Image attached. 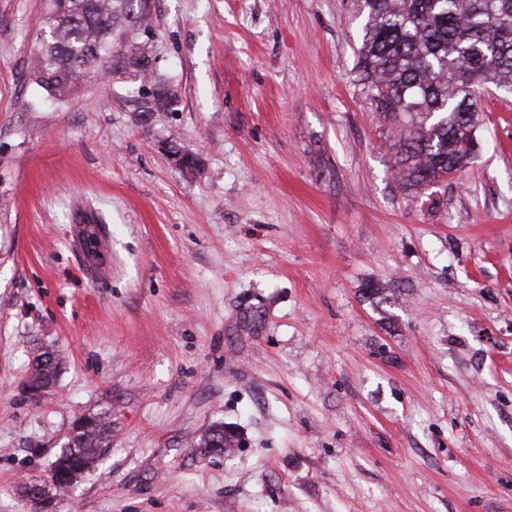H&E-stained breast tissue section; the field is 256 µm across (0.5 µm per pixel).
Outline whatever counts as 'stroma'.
Masks as SVG:
<instances>
[{"label": "stroma", "mask_w": 512, "mask_h": 512, "mask_svg": "<svg viewBox=\"0 0 512 512\" xmlns=\"http://www.w3.org/2000/svg\"><path fill=\"white\" fill-rule=\"evenodd\" d=\"M45 5L0 0V512L26 484L48 512H512V93L480 91L433 210L357 82L355 0H152L124 44L178 103L150 114L108 59L41 102ZM107 416L105 413L86 419L89 425L82 431H76L72 428L67 445L62 448L53 462V464L58 463L55 474L50 476L55 486L68 484L83 470L93 468L103 457L106 448H108L107 439L110 423L107 421ZM58 472L69 473V478L63 483L56 482Z\"/></svg>", "instance_id": "obj_1"}]
</instances>
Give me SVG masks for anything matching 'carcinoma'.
Listing matches in <instances>:
<instances>
[{"label": "carcinoma", "mask_w": 512, "mask_h": 512, "mask_svg": "<svg viewBox=\"0 0 512 512\" xmlns=\"http://www.w3.org/2000/svg\"><path fill=\"white\" fill-rule=\"evenodd\" d=\"M366 15L358 64L362 90L395 132V170L403 190L423 193L448 181L475 157L477 90L512 91V0H357ZM150 0H52L41 20L48 37L33 59L46 99L69 97L107 54L123 23L150 27ZM117 64L147 73L145 57L114 55ZM176 96L158 85L142 111L173 110ZM57 364L41 360L31 382L48 386ZM72 431L56 471L74 479L108 448L107 415Z\"/></svg>", "instance_id": "carcinoma-1"}]
</instances>
